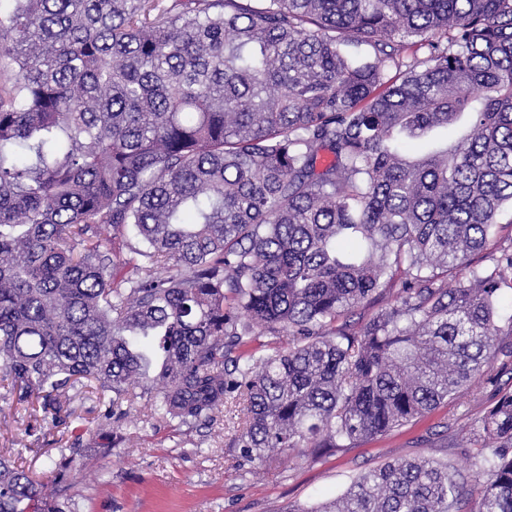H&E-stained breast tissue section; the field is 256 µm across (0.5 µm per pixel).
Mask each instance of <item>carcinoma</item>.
I'll return each instance as SVG.
<instances>
[{"label":"carcinoma","mask_w":512,"mask_h":512,"mask_svg":"<svg viewBox=\"0 0 512 512\" xmlns=\"http://www.w3.org/2000/svg\"><path fill=\"white\" fill-rule=\"evenodd\" d=\"M507 204L512 0H0V388L18 404L68 418L90 387L118 420L180 426L233 400L227 447L249 462L381 436L512 360ZM473 441V491L402 460L291 512H512V392ZM86 452L74 439L44 478L0 455V512H65Z\"/></svg>","instance_id":"cac0c4a2"}]
</instances>
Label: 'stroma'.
I'll return each instance as SVG.
<instances>
[{"label": "stroma", "mask_w": 512, "mask_h": 512, "mask_svg": "<svg viewBox=\"0 0 512 512\" xmlns=\"http://www.w3.org/2000/svg\"><path fill=\"white\" fill-rule=\"evenodd\" d=\"M512 389V375L491 367L481 382L441 404L424 419L375 441L308 458L299 451L272 453L250 468L238 465V449L225 445L232 413L221 410L213 424L194 428L153 425L137 412L122 418L126 439L101 452L94 445L105 406L78 392L75 421L52 425L32 408L0 399V451L23 449L22 460L37 475H49L58 449L82 435L92 450L77 461L67 491L71 512H288L334 499L359 474L385 464L430 457L449 461L467 487L476 484L475 448L467 439L492 406L498 391Z\"/></svg>", "instance_id": "stroma-1"}]
</instances>
